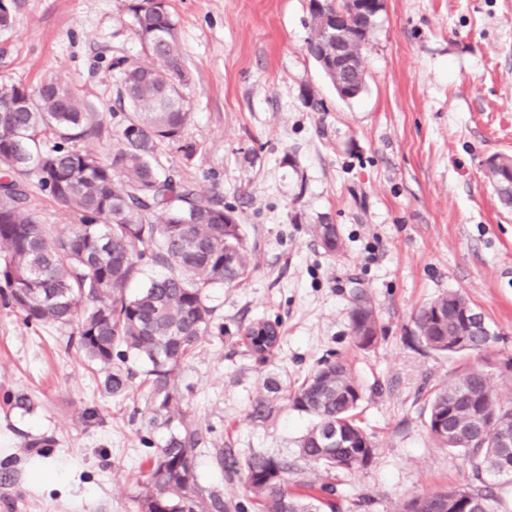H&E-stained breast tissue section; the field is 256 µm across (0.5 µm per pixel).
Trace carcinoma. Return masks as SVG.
<instances>
[{
	"label": "carcinoma",
	"mask_w": 512,
	"mask_h": 512,
	"mask_svg": "<svg viewBox=\"0 0 512 512\" xmlns=\"http://www.w3.org/2000/svg\"><path fill=\"white\" fill-rule=\"evenodd\" d=\"M135 33L152 64L119 59L122 112L112 153L102 156L83 143L101 137L107 112L81 98L68 84L46 78L37 86L0 83V104H26L0 111V288L26 320L71 326L84 355L106 370L105 389L122 395L127 376L116 362L142 366L151 406L150 424L177 430L152 456L139 512H240L199 483L195 474L200 429L183 409L176 383L179 368L194 358L211 333L214 307L206 290L231 286L247 276L251 257L240 218L213 190H197L163 165L166 151L194 155L184 139L191 120L182 88L188 75L177 22L166 0H134ZM331 17L311 9L307 50L319 59ZM348 52L359 71L326 73L332 84L365 81L361 47L367 36L348 18ZM487 176L504 205L512 204V178L488 167ZM46 193L72 219L64 229L40 223L32 188ZM325 252L341 251L336 225L316 224ZM167 273L134 296L127 294L140 266ZM414 336L427 348L455 355L479 353L494 334L460 293L441 295L414 316ZM355 344L378 341L377 314L364 294L350 311ZM240 336L263 359L280 342L279 323L258 320ZM293 410L313 418L298 440L299 455L329 474L367 466L374 443L359 425L362 386L344 357L327 360L297 387L263 383L252 415L270 417L279 393ZM429 436L443 448L465 454L476 476L512 478V404L503 403L482 365H468L434 388L427 403ZM244 477L260 512H340L329 482L317 493L288 490V463L256 455ZM495 488L479 483L452 486L405 501L400 512H495Z\"/></svg>",
	"instance_id": "cac0c4a2"
}]
</instances>
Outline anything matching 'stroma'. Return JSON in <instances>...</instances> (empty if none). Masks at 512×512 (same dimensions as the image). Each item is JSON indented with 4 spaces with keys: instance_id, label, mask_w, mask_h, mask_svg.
I'll return each instance as SVG.
<instances>
[{
    "instance_id": "35a3bbf8",
    "label": "stroma",
    "mask_w": 512,
    "mask_h": 512,
    "mask_svg": "<svg viewBox=\"0 0 512 512\" xmlns=\"http://www.w3.org/2000/svg\"><path fill=\"white\" fill-rule=\"evenodd\" d=\"M130 0H11L0 32V81L53 75L119 109L112 61L146 55ZM190 77L192 160L166 152L188 185L216 189L240 217L246 278L207 292L220 330L177 374L205 443L196 475L224 501L252 505L243 480L256 452L284 458L298 492L330 481L342 512H396L412 497L473 481L463 452L426 428L430 391L462 364L486 362L512 389V208L486 177L512 156V0H384L361 49L366 81L340 98L306 50L310 0H169ZM315 224L337 225L327 255ZM372 299L377 345L350 334L355 290ZM458 292L496 334L482 354L422 346L413 316ZM279 319V348L258 358L238 328ZM67 327L26 322L0 296V512H137L154 446L140 376L106 392L105 370ZM363 386L359 424L372 461L331 475L300 458L311 417L286 403L265 420L252 405L265 379L293 385L334 355Z\"/></svg>"
}]
</instances>
